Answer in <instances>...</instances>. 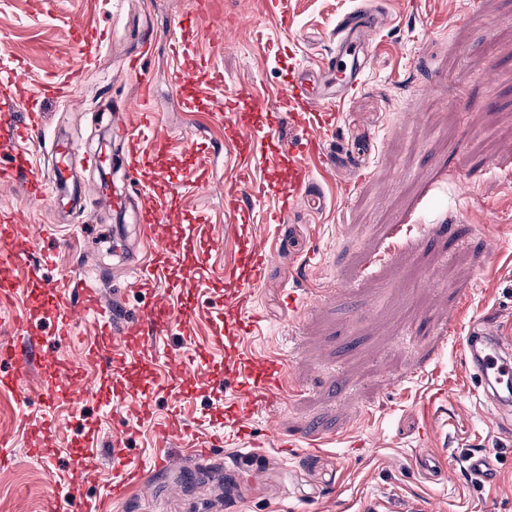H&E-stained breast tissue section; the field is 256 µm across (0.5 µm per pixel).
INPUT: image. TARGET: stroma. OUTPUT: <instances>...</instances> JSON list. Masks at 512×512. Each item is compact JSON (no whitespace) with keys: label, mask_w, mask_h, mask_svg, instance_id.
<instances>
[{"label":"stroma","mask_w":512,"mask_h":512,"mask_svg":"<svg viewBox=\"0 0 512 512\" xmlns=\"http://www.w3.org/2000/svg\"><path fill=\"white\" fill-rule=\"evenodd\" d=\"M359 3L0 0V71L14 73V93L42 117L22 147L40 173L55 162L54 141L73 144L79 197L74 206L33 208L22 184L0 189V212L15 214L19 240L31 244L22 261L0 262V281L16 285L0 302L8 314L0 338L52 351L62 372L83 362L98 335L89 315L59 339L42 285L64 293L87 279L108 301L138 309L142 296L127 290V274L150 248L122 213L100 206L101 180L79 154L111 144L112 194L130 193L113 138L144 81L169 138L154 159L155 191L181 194L176 216L185 226L173 239L182 264L161 289L172 307L195 301L185 332L156 342L159 361L113 363L131 394L121 406L108 384L78 403L44 406L38 371L0 390V512H46L71 497L96 512H512V424L480 401L462 350L476 322L512 325V0H381L386 26L363 86L340 104L328 165L316 169L286 222L270 217L287 160L256 173L267 192L252 203V232L277 260L253 289L256 324L236 347L257 362L284 358L289 393L250 426L262 436L274 417L281 440L296 441L293 452L230 444L199 457L175 447L169 465L152 464L157 426L171 410L206 436L235 395L213 336L242 229L224 210L230 145L208 125L199 91L217 76L229 96L275 95L295 63L327 64L337 18ZM170 30L182 34L179 51ZM91 34L102 44L95 67L69 100L44 95L43 84L65 80ZM137 54L144 62L133 72L127 63ZM176 68L185 75L177 87ZM461 93L473 110L458 105ZM197 156L207 158L213 184L199 199L181 193ZM200 209L223 239L221 253L206 257L191 244ZM33 265L35 284L26 277ZM292 293L300 298L294 310ZM166 354L187 361L174 385ZM199 374L209 375L207 385ZM144 396L153 420L141 425L134 401ZM122 420L133 424L127 456L141 466L145 488L115 504L107 493L113 424ZM35 448L47 459L33 457ZM476 450L495 458L493 482L463 470L461 459ZM80 453L87 459L76 476L69 462ZM428 455L446 465L439 478L418 466Z\"/></svg>","instance_id":"stroma-1"}]
</instances>
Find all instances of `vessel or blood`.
Wrapping results in <instances>:
<instances>
[{
  "label": "vessel or blood",
  "mask_w": 512,
  "mask_h": 512,
  "mask_svg": "<svg viewBox=\"0 0 512 512\" xmlns=\"http://www.w3.org/2000/svg\"><path fill=\"white\" fill-rule=\"evenodd\" d=\"M336 67L330 79L335 84V92L318 90V76L307 69L305 64L293 66L284 89L274 100L256 102L259 110L271 112L273 119L264 125H254L240 116L242 107L249 104L245 96H237L226 102H214L209 114L212 122L223 125L224 135L239 150L244 159L234 181L224 186V205L232 212L237 223L247 225L253 221V212L243 205L245 196H262L263 183L254 177L256 169L267 166L272 157L267 151V142L276 134V114L288 112L294 124L301 127L305 141L299 145H285L284 150L292 158L288 177L279 189V207L272 217L273 223L285 221L300 199V193L313 178L310 158L319 156L321 140L325 128L330 126L338 106L351 93L360 88L361 78L357 63L361 51L370 49L377 41L380 30L377 26V12L373 9L357 8L336 21ZM93 49L82 52L77 65L72 69L67 82L47 83L43 87L45 95L67 100L73 85L78 84L94 64ZM12 77L0 78V153L9 155L10 163L0 167V185H10L23 180L25 193L31 203L40 204L47 199L58 185L57 179L36 175L26 152L19 149V142L38 131L41 115L32 105L23 103L11 91ZM146 113L131 114L129 127L124 135L128 179L135 190L141 191L156 178L139 133L146 125ZM175 201L166 197L142 195L136 219L144 230V238L151 246L152 261L136 268L131 288L145 292L150 297L148 306L138 314L127 315L125 311L104 303L99 288L92 282L82 280L77 284L82 308L96 316L101 325V341L93 348L89 360L93 374H54L42 389L47 402L60 399L77 403L87 388L94 386L97 379L112 375L113 360L144 358L149 342L157 335L168 334L173 326L172 308L167 299L160 295L158 286L167 280L171 271L180 262V257L171 246L173 235L181 227L171 219ZM16 226L11 218L0 214V258H18L19 250L13 248ZM245 272L241 277L226 283L225 303L238 310H246L251 302L252 287L259 283L264 272L275 260L272 250L252 235H244L241 242ZM47 294L53 295L55 315L59 321L58 334L67 337L74 320V310L70 301L56 294L54 287H47ZM465 362L479 382V388L488 405L494 410L503 411L512 407V338L506 336L497 324L481 321L474 324L463 341ZM229 364L243 369L247 378L239 382V396L228 418L224 421L223 433L201 439L192 434L185 425H178L175 419H168L158 429L160 449L153 458L155 466L166 465L170 457L165 449L173 438H182L188 447L194 448L196 455H210L221 443L240 441L252 442L253 436L246 427V420L255 413L281 402L286 396L284 387L285 364L282 359H268L260 367L243 363L235 348H227ZM33 360L31 349L22 343L0 344V361L10 364L12 371L0 378V385L16 386L25 375ZM122 438H115L112 450V464L117 475L110 489L112 501H119L133 489L142 485L141 471L132 467L123 448ZM468 474L476 481H493L496 475L494 459L486 453L477 452L463 460Z\"/></svg>",
  "instance_id": "vessel-or-blood-1"
}]
</instances>
